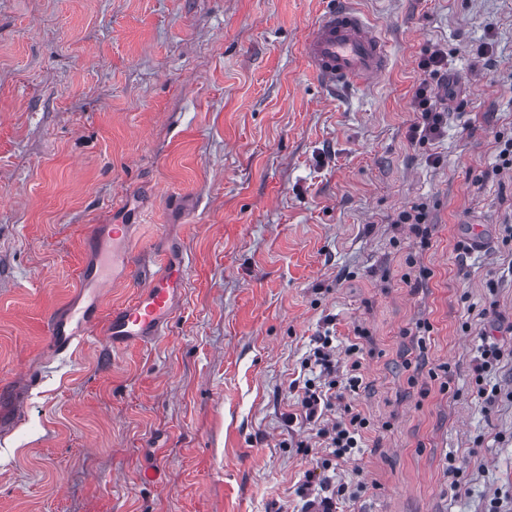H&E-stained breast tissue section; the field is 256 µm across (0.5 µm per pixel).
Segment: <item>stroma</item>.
<instances>
[{
    "label": "stroma",
    "mask_w": 512,
    "mask_h": 512,
    "mask_svg": "<svg viewBox=\"0 0 512 512\" xmlns=\"http://www.w3.org/2000/svg\"><path fill=\"white\" fill-rule=\"evenodd\" d=\"M332 2L0 0V512H301L309 481L348 487L336 512H512V0H350L389 45L351 93L305 55ZM417 205L420 234L396 221ZM118 220L106 307L180 254L171 325L49 357ZM330 326L342 363L363 332L345 401L369 421L333 470L291 389ZM430 89V82L424 79L415 92V98L418 100V112H421V121L411 127L412 139L418 135L419 140H425L440 133L443 112L438 111L430 97L427 96ZM126 227V224L112 225V284L118 282L127 264L129 242ZM502 357V349L493 344H489L481 348L480 357H478L476 360L477 363L474 367V372L476 373V384H479L477 388V394L480 397H485L486 401L489 402H491L493 397H495L496 390L495 388H492L489 394L487 388L479 382H481V379H484L483 374L494 368V366L500 362Z\"/></svg>",
    "instance_id": "obj_1"
}]
</instances>
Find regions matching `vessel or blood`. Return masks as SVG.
<instances>
[{
  "label": "vessel or blood",
  "instance_id": "vessel-or-blood-1",
  "mask_svg": "<svg viewBox=\"0 0 512 512\" xmlns=\"http://www.w3.org/2000/svg\"><path fill=\"white\" fill-rule=\"evenodd\" d=\"M309 64L329 89H363L386 70L388 51L384 39L348 5L328 10L313 25L305 42ZM112 275L104 277L100 259L82 266V291L91 303L79 301L66 306L49 326L48 350L67 351L77 342H86L105 333L112 347L145 345L159 336L176 312L175 301L185 288L184 259H166L161 272L149 279L137 301L102 315L104 292L111 278L120 277L127 264L129 242L126 227H112Z\"/></svg>",
  "mask_w": 512,
  "mask_h": 512
}]
</instances>
